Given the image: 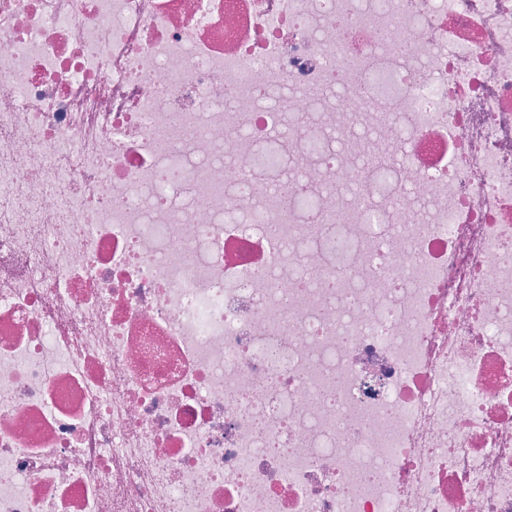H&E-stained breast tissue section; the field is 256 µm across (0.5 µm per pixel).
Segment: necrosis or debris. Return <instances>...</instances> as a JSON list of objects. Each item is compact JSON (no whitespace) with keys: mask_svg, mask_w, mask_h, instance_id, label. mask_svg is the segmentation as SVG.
<instances>
[{"mask_svg":"<svg viewBox=\"0 0 512 512\" xmlns=\"http://www.w3.org/2000/svg\"><path fill=\"white\" fill-rule=\"evenodd\" d=\"M0 512H512V0H0Z\"/></svg>","mask_w":512,"mask_h":512,"instance_id":"4bbe7bcc","label":"necrosis or debris"}]
</instances>
